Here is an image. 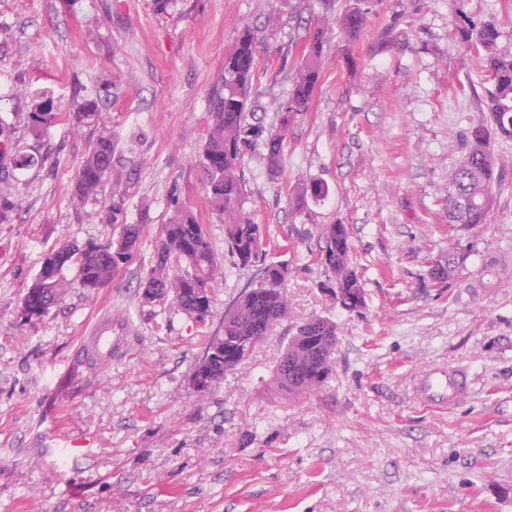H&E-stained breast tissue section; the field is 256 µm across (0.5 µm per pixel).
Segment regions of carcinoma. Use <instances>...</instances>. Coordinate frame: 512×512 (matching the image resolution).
Returning a JSON list of instances; mask_svg holds the SVG:
<instances>
[{
	"mask_svg": "<svg viewBox=\"0 0 512 512\" xmlns=\"http://www.w3.org/2000/svg\"><path fill=\"white\" fill-rule=\"evenodd\" d=\"M357 0L355 7L341 19L346 45L345 64L356 66L350 46L366 29L369 11ZM454 38L466 49L481 55L483 72L490 88L483 100L490 125L472 128L463 144V167L456 169L448 190V223L460 229H473L489 221L493 208V188L498 168L490 149L492 136L512 140V53L497 52L499 24L494 19L457 26ZM326 28L319 21L309 24L299 58L293 63L294 75L288 98L277 109L278 125L266 133L262 125L249 118L255 113L253 90L260 79L255 31L246 28L233 49L224 56V77L209 100V131L201 154L206 179L205 208L199 211L185 203H175L173 215L163 226L156 246L155 264L145 277L142 299L147 304L167 298L184 313L203 322L210 315L219 262L204 224L205 216H215L224 224V241L228 252L247 267L267 264L266 282L250 296H240L239 312L224 319L222 351L203 366L208 379L217 383L228 372L249 358L253 349L273 328L288 318V298L284 284L289 268L285 262H266L269 240L266 228L255 222L246 210L250 193L241 170L244 154L263 143L265 162L270 173L281 168L288 130L297 115L310 109L320 83L324 65ZM100 97L85 99L78 111L68 115L72 123L97 127L102 122ZM63 119L58 104L45 92L28 97L24 129L30 143L15 140V126L0 123V183L17 172H25L44 161L41 142L47 130ZM116 145L112 133L98 132L89 143L76 169L72 198L84 202L97 196L112 174ZM329 193L328 185L312 180L297 185L290 196L296 212L306 210L311 201H321ZM121 206L112 205V240L107 243L88 241L67 245L44 259L40 271L24 297L35 298V311L25 322L38 320L62 298L66 283L63 271L76 267L80 287L94 291L110 283L139 251L144 231L142 224H120ZM349 233L344 224H330L322 229L317 262L329 274L327 288L339 292V304L349 312L366 306V296L358 271L350 263ZM464 263L460 253L448 252L446 264L432 269V275L447 283ZM338 342L336 322L311 317L297 326L274 365L271 377L280 395L296 399L321 387L333 372V355Z\"/></svg>",
	"mask_w": 512,
	"mask_h": 512,
	"instance_id": "carcinoma-1",
	"label": "carcinoma"
}]
</instances>
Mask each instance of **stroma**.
<instances>
[{"label": "stroma", "instance_id": "1", "mask_svg": "<svg viewBox=\"0 0 512 512\" xmlns=\"http://www.w3.org/2000/svg\"><path fill=\"white\" fill-rule=\"evenodd\" d=\"M354 5L172 0L160 13L154 0H0V119L21 124L33 90L74 112L108 84L103 118L117 144L102 191L78 203L72 181L97 132L52 126L44 164L14 182L0 221V512H512V141H492L488 224L456 231L445 220L461 141L489 120L472 92L480 60L448 32L465 15L495 18L512 52V0H467L460 12L452 0H371L350 68L339 22ZM311 19L328 33L310 109L279 174L257 153L242 165L270 257L289 264L291 314L200 393L191 376L256 268L234 263L213 218L220 273L205 322L169 300L143 304L142 281L173 198L203 203L198 160L225 53L255 30L268 68L256 116L275 129L271 102L287 98L292 77L280 58ZM305 180L329 195L296 215L288 196ZM116 220L144 227L133 262L92 294L67 270L58 305L18 318L44 258L110 239ZM327 224L348 228L360 311L323 288L313 254ZM452 247L465 262L442 288L429 270ZM107 308L127 322L128 350L94 367L77 340ZM311 317L338 326L334 372L288 401L271 370ZM442 361L467 367L475 391L451 410L419 407L409 379Z\"/></svg>", "mask_w": 512, "mask_h": 512}]
</instances>
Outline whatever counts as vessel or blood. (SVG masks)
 I'll return each mask as SVG.
<instances>
[{
    "label": "vessel or blood",
    "instance_id": "1",
    "mask_svg": "<svg viewBox=\"0 0 512 512\" xmlns=\"http://www.w3.org/2000/svg\"><path fill=\"white\" fill-rule=\"evenodd\" d=\"M111 313H104L83 336L79 352L82 360L101 366L109 365L113 355L122 348V337L116 336ZM411 393L422 406L455 407L470 397L472 385L467 368L453 364L430 366L413 380Z\"/></svg>",
    "mask_w": 512,
    "mask_h": 512
}]
</instances>
